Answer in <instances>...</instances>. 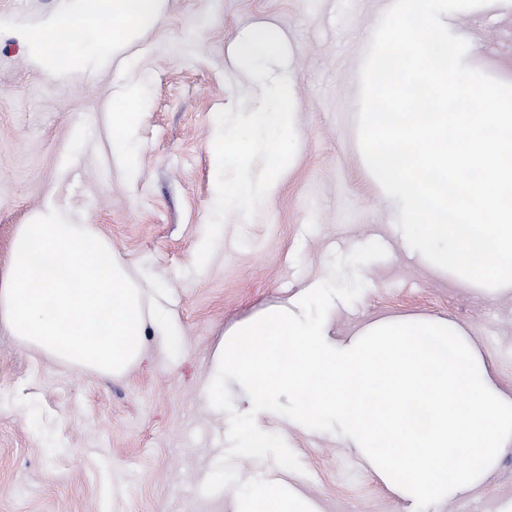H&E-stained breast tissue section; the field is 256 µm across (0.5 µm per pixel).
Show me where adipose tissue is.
<instances>
[{"label": "adipose tissue", "mask_w": 512, "mask_h": 512, "mask_svg": "<svg viewBox=\"0 0 512 512\" xmlns=\"http://www.w3.org/2000/svg\"><path fill=\"white\" fill-rule=\"evenodd\" d=\"M167 0H67L25 29L30 57L45 67L86 74L153 27ZM145 82L120 85L109 114L112 152L135 166ZM308 288L221 335L210 358L205 403L224 409V387L242 391L256 414L292 403L305 428L336 423L385 490L425 507L467 496L512 450V391L466 328L441 317H390L352 337L331 336L310 319ZM0 322L25 347L103 377L139 365L150 348L178 336L158 297L133 277L110 242L56 205L18 225L0 270ZM235 512H318L296 487L259 483Z\"/></svg>", "instance_id": "obj_1"}]
</instances>
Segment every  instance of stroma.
Returning a JSON list of instances; mask_svg holds the SVG:
<instances>
[{"label": "stroma", "instance_id": "obj_1", "mask_svg": "<svg viewBox=\"0 0 512 512\" xmlns=\"http://www.w3.org/2000/svg\"><path fill=\"white\" fill-rule=\"evenodd\" d=\"M64 0H0V268L17 225L45 203L104 235L133 276H151L178 317L172 351L108 379L26 350L0 324V512H232L267 472L320 512H424L396 499L331 426L251 420L232 385L224 411L202 390L221 334L322 279L335 308L311 299L335 338L389 316H438L465 327L512 389V300H493L407 257L357 139L359 69L383 0H168L121 60L86 77L49 70L20 30ZM272 24L299 71L296 155L258 215L226 219L214 254L192 266L212 214L210 134L250 77L230 58L246 28ZM460 31L475 68L512 77V13L477 10ZM148 79L134 172L112 157L107 114L132 75ZM257 423L270 446L239 457V427ZM440 512H512V451L472 495Z\"/></svg>", "mask_w": 512, "mask_h": 512}]
</instances>
